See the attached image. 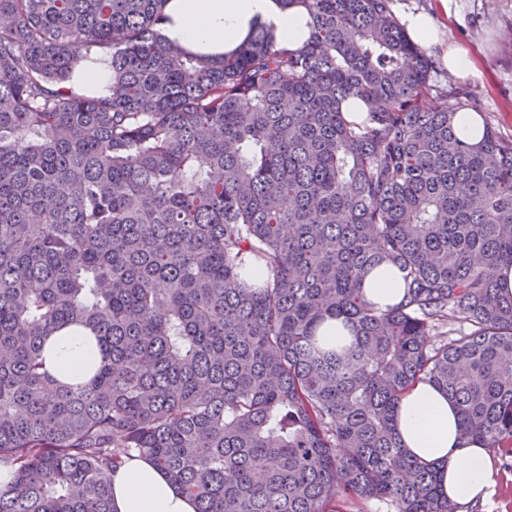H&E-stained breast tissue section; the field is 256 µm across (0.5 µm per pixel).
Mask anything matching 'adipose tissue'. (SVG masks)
<instances>
[{
	"mask_svg": "<svg viewBox=\"0 0 512 512\" xmlns=\"http://www.w3.org/2000/svg\"><path fill=\"white\" fill-rule=\"evenodd\" d=\"M399 19L415 43L443 46L448 72L462 79L477 76L467 49L444 46V31L430 14L406 11ZM308 22L303 7H287L281 0H167L158 30L186 51L221 57L236 51L260 25L273 32L278 46L298 48L310 34ZM363 288L378 306L394 305L403 296L401 273L392 266L376 269ZM44 351L47 368L73 384L88 379L100 359L96 343L84 336L48 337ZM397 432L404 448L436 469L443 496L459 504L487 497V450L481 441L461 435L455 405L441 389L420 384L405 396ZM110 479L114 512H196L194 502L164 472L138 455L124 456Z\"/></svg>",
	"mask_w": 512,
	"mask_h": 512,
	"instance_id": "1",
	"label": "adipose tissue"
}]
</instances>
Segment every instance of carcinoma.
I'll list each match as a JSON object with an SVG mask.
<instances>
[{
    "label": "carcinoma",
    "instance_id": "cac0c4a2",
    "mask_svg": "<svg viewBox=\"0 0 512 512\" xmlns=\"http://www.w3.org/2000/svg\"><path fill=\"white\" fill-rule=\"evenodd\" d=\"M165 3L0 0V512H112L132 453L197 512H459L397 411L432 384L512 457V141L455 136L392 0H282L301 47L220 59L162 39ZM66 328L101 355L76 386L45 368ZM74 87L86 85L97 90L96 94L102 93L108 84V74L103 66L95 68L86 67L80 64L76 67L73 76ZM363 288L368 297L378 306L394 305L403 296L401 272L392 266L376 269L365 277Z\"/></svg>",
    "mask_w": 512,
    "mask_h": 512
}]
</instances>
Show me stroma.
I'll return each mask as SVG.
<instances>
[{
    "label": "stroma",
    "instance_id": "1",
    "mask_svg": "<svg viewBox=\"0 0 512 512\" xmlns=\"http://www.w3.org/2000/svg\"><path fill=\"white\" fill-rule=\"evenodd\" d=\"M448 44L466 48L481 72L477 81L454 77L438 64L439 49H430L435 64L433 85L459 93L466 110L504 139H512V0H449ZM490 488L484 501L461 506L460 512H512V471L490 455Z\"/></svg>",
    "mask_w": 512,
    "mask_h": 512
}]
</instances>
